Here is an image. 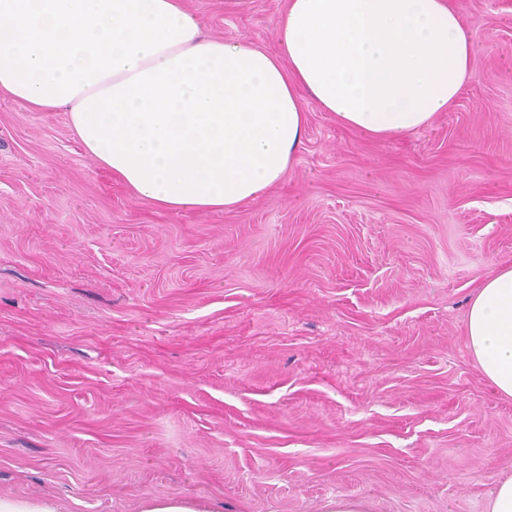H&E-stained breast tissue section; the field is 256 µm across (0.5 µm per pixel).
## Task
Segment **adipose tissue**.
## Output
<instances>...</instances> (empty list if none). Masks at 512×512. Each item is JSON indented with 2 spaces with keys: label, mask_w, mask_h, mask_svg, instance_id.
I'll return each mask as SVG.
<instances>
[{
  "label": "adipose tissue",
  "mask_w": 512,
  "mask_h": 512,
  "mask_svg": "<svg viewBox=\"0 0 512 512\" xmlns=\"http://www.w3.org/2000/svg\"><path fill=\"white\" fill-rule=\"evenodd\" d=\"M185 0H0V94L64 108L86 153L160 210L230 211L294 166L305 97L375 138L426 129L471 75L455 0H287L279 49L208 37ZM512 398V264L466 317Z\"/></svg>",
  "instance_id": "obj_1"
}]
</instances>
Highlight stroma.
I'll return each mask as SVG.
<instances>
[{"label":"stroma","instance_id":"stroma-1","mask_svg":"<svg viewBox=\"0 0 512 512\" xmlns=\"http://www.w3.org/2000/svg\"><path fill=\"white\" fill-rule=\"evenodd\" d=\"M277 50L283 0H187ZM472 77L376 139L305 98L283 181L162 212L68 113L0 96V498L58 512H486L512 398L468 349L474 288L512 262V0H457ZM141 512H217L211 507L198 506L176 498L153 499L146 503Z\"/></svg>","mask_w":512,"mask_h":512}]
</instances>
